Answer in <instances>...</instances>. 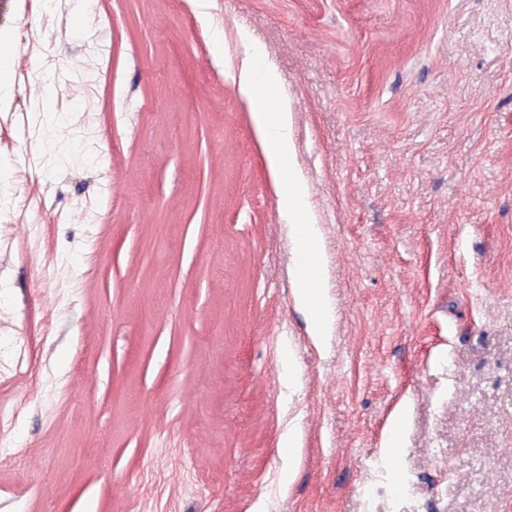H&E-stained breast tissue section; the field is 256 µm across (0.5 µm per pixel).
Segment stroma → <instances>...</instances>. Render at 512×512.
Masks as SVG:
<instances>
[{"instance_id":"35a3bbf8","label":"stroma","mask_w":512,"mask_h":512,"mask_svg":"<svg viewBox=\"0 0 512 512\" xmlns=\"http://www.w3.org/2000/svg\"><path fill=\"white\" fill-rule=\"evenodd\" d=\"M2 31L60 76L0 100V512H512V0H0ZM242 79L243 83L250 89L255 88L258 82L266 86H272L278 82V75L267 64L266 54L260 46H254L245 59ZM266 138L274 152L277 166L282 165L293 155L292 125L286 112H262L260 116ZM307 206V189L304 181L296 173H292L288 181V193L282 199V207L288 221L293 223L294 216L305 211ZM293 230V241L297 251L307 256L311 260L316 272H318V267L313 261L318 250L317 229L315 225L294 224ZM301 277L305 285L314 283L313 288H303L302 297L310 309L313 320V336L319 339L321 336L326 335L328 316L323 304V300L318 288V279H312V267L304 265L301 269Z\"/></svg>"}]
</instances>
